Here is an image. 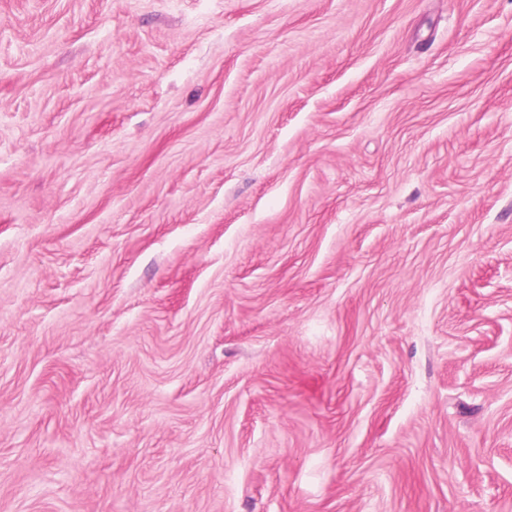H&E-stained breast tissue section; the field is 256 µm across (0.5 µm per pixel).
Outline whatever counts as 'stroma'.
<instances>
[{
	"label": "stroma",
	"mask_w": 512,
	"mask_h": 512,
	"mask_svg": "<svg viewBox=\"0 0 512 512\" xmlns=\"http://www.w3.org/2000/svg\"><path fill=\"white\" fill-rule=\"evenodd\" d=\"M0 512H512V0H0Z\"/></svg>",
	"instance_id": "obj_1"
}]
</instances>
